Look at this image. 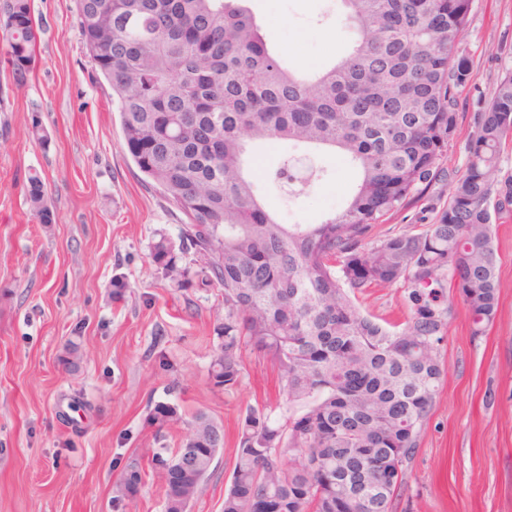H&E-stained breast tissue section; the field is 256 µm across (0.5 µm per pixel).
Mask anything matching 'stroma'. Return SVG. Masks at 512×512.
Returning <instances> with one entry per match:
<instances>
[{
	"label": "stroma",
	"instance_id": "35a3bbf8",
	"mask_svg": "<svg viewBox=\"0 0 512 512\" xmlns=\"http://www.w3.org/2000/svg\"><path fill=\"white\" fill-rule=\"evenodd\" d=\"M246 5L267 38L288 47L290 64L306 70L345 56L358 38L341 19V0L330 27L313 23L323 0ZM33 6L41 32L26 79L13 77L0 41V512H164L163 482L150 469L134 497L115 498L122 471L155 445L147 419L160 402L222 425L224 448L189 512H224L247 407L277 418L286 409L278 371L249 352L236 390L207 386L224 300L197 279L173 287L152 259L160 237L179 242L187 219L133 163L118 103L82 42L76 0ZM457 46L472 71L441 161L449 173L465 165L474 113L512 70V0H473ZM36 124L47 143L33 139ZM249 151V176L282 224L338 212L358 179L334 151L259 141ZM270 157L304 158L324 176L288 205ZM33 171L46 185L52 223L30 211ZM494 230L497 318L472 337L466 306L455 301L446 373L393 512H512V216ZM117 278L127 285L119 300L111 295ZM70 340L84 353L73 372L59 362ZM160 354L169 370L159 368Z\"/></svg>",
	"mask_w": 512,
	"mask_h": 512
}]
</instances>
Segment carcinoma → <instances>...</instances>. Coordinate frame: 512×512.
<instances>
[{
  "label": "carcinoma",
  "instance_id": "cac0c4a2",
  "mask_svg": "<svg viewBox=\"0 0 512 512\" xmlns=\"http://www.w3.org/2000/svg\"><path fill=\"white\" fill-rule=\"evenodd\" d=\"M358 33L352 52L309 75L283 66L239 0H77L80 35L119 104L139 171L187 218L183 242L160 238L152 258L178 288L195 276L222 290L224 318L207 370L216 392L240 385L247 348L277 367L284 421L250 406L224 512H392L445 374L441 352L454 297L470 332L485 335L499 306L493 221L512 213V178H499L512 136V72L474 115L463 171L436 196L430 224L383 229L423 200L444 170L458 125L469 57L455 50L472 0H342ZM0 39L17 79L34 68L32 0H0ZM282 140L342 151L360 172L344 208L319 224H280L245 172L250 141ZM27 201L52 223L45 183L27 179ZM402 293L404 321L365 314L357 296ZM81 346L66 343L75 369ZM185 425L179 457L163 429ZM148 423L164 512H183L209 475L223 427L206 412L186 420L160 402ZM143 469L118 485L134 497Z\"/></svg>",
  "mask_w": 512,
  "mask_h": 512
}]
</instances>
